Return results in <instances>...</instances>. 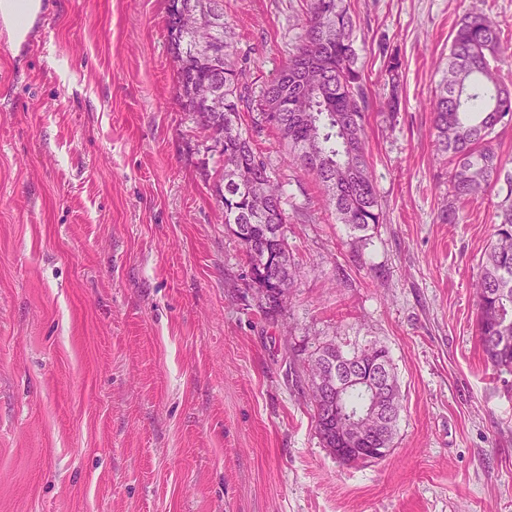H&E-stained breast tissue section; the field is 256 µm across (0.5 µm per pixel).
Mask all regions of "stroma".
<instances>
[{"label":"stroma","instance_id":"obj_1","mask_svg":"<svg viewBox=\"0 0 512 512\" xmlns=\"http://www.w3.org/2000/svg\"><path fill=\"white\" fill-rule=\"evenodd\" d=\"M45 2L23 40L0 22V512H512V374L484 359L471 287L501 197L441 221L428 107L470 11L500 25L512 85V0H348L386 222L355 239L253 129L297 270L272 318L177 101L166 0ZM305 8L224 0L254 91ZM372 343L400 386L394 450L343 464L304 360ZM385 66L391 81L387 107L389 108V111L394 114L397 112L399 107L400 69L402 66L401 60L397 55H390L387 61H385Z\"/></svg>","mask_w":512,"mask_h":512}]
</instances>
